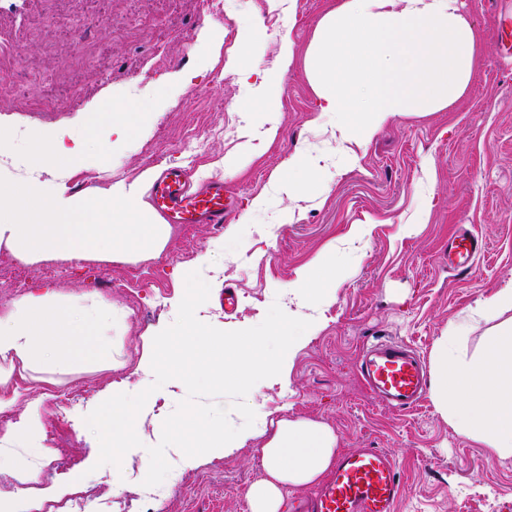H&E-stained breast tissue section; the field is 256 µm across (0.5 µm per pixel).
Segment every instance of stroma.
Returning a JSON list of instances; mask_svg holds the SVG:
<instances>
[{
	"instance_id": "1",
	"label": "stroma",
	"mask_w": 512,
	"mask_h": 512,
	"mask_svg": "<svg viewBox=\"0 0 512 512\" xmlns=\"http://www.w3.org/2000/svg\"><path fill=\"white\" fill-rule=\"evenodd\" d=\"M461 14L479 36L480 63L468 91L452 108L395 119L358 151L352 169L326 194L292 201L271 182L300 144L331 155L336 142L313 126L317 97L306 70L307 54L324 15L336 0H110L111 24L80 14L71 37H55L56 20L37 0H0V26L29 30L21 46L24 70L48 77L77 71L75 82L53 111L35 112L28 96L0 91V126L15 142L31 132L81 127L90 113L118 94L142 100L163 87L168 97L128 144L113 143L110 160L87 159L68 172L67 192L82 195L129 183L145 170L186 168L194 184L223 180L236 195L227 223L175 225L163 251L134 261H16L17 277L0 281V312L23 296L52 286L58 300L85 296L126 309L119 325L100 330L107 353H121L124 366L107 370L100 358L77 362L64 374L17 379V417L30 402L41 405L43 431L59 425L70 436L66 450L44 445L35 460L50 471L61 493V512L88 487L98 492L92 512H107L116 484L130 486L139 512H248L246 486L261 474L249 449L216 452L208 462L183 467L181 451L159 461L161 493L141 485L138 459L159 442L162 423L187 396L178 380L153 389L148 340L172 324L188 272L210 286L197 318L221 330L259 325L272 304L288 308V285L299 268L322 253L336 262V291L318 307L323 328L299 351L287 376L257 382L245 401L256 416H305L331 425L343 452L376 448L397 466L396 512H512V457L486 449L455 432L431 398L419 409L385 407L361 381L363 349L383 338L401 339L431 360L450 321L480 295L512 278V53L500 36L502 14L512 0H459ZM279 22L270 27L267 15ZM293 45L291 62L280 56L283 39ZM250 50L255 70L240 81L233 60ZM190 86H183L184 75ZM277 82L279 135L240 173L226 174L224 159L241 149L240 129L255 88ZM263 208H253L256 197ZM292 214L291 222L278 216ZM368 233L352 242L353 226ZM487 238L489 248L466 272L448 268V240L460 229ZM233 288L238 302L225 311L220 296ZM123 393L149 390L143 408L142 447L130 462L98 465L99 449L86 416L113 385ZM79 394L76 409L53 420L50 397Z\"/></svg>"
}]
</instances>
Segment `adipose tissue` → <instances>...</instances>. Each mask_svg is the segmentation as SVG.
Wrapping results in <instances>:
<instances>
[{
    "mask_svg": "<svg viewBox=\"0 0 512 512\" xmlns=\"http://www.w3.org/2000/svg\"><path fill=\"white\" fill-rule=\"evenodd\" d=\"M475 42L458 0H342L320 21L306 69L319 116L338 117L330 135L344 162L333 165L323 155L295 148L273 175L278 189L300 198L309 185L345 176L357 158L356 146L397 117L452 107L470 85ZM335 282L330 258H319L298 270L295 293L301 304H323ZM124 317L123 310L104 311L89 297L73 309L53 303L48 292L15 302L0 315V411L16 401L11 385L17 375L44 368L63 372L73 361L96 355L100 324ZM482 323L486 341L468 350L471 332ZM430 395L455 431L489 454L512 456V279L449 322L434 353ZM170 438L189 465L217 448L229 453L251 447L262 473L245 491L249 512H285L289 489L320 484L340 452L335 430L308 417H282L234 432L198 424ZM2 473L18 485L0 495V512H40L55 498L54 491L34 489L37 474L24 459L0 454Z\"/></svg>",
    "mask_w": 512,
    "mask_h": 512,
    "instance_id": "adipose-tissue-1",
    "label": "adipose tissue"
}]
</instances>
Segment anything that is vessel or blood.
I'll use <instances>...</instances> for the list:
<instances>
[{
  "label": "vessel or blood",
  "mask_w": 512,
  "mask_h": 512,
  "mask_svg": "<svg viewBox=\"0 0 512 512\" xmlns=\"http://www.w3.org/2000/svg\"><path fill=\"white\" fill-rule=\"evenodd\" d=\"M150 202L169 224L221 226L235 209L223 181L192 188L190 174L164 168L150 188ZM483 236L460 231L448 241V266L463 272L485 252ZM360 373L367 386L389 407L411 409L423 395L425 370L420 356L400 342L384 339L364 352ZM400 494L396 465L386 453L362 448L340 457L334 478L310 498H298L294 512H396Z\"/></svg>",
  "instance_id": "1"
}]
</instances>
